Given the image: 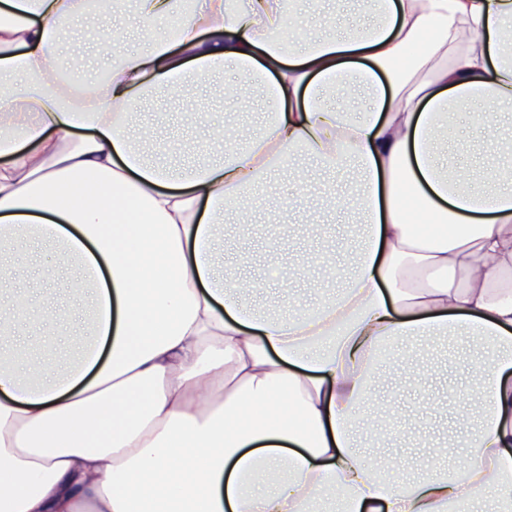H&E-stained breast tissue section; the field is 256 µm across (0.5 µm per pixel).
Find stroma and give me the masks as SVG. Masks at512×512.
Here are the masks:
<instances>
[{"mask_svg": "<svg viewBox=\"0 0 512 512\" xmlns=\"http://www.w3.org/2000/svg\"><path fill=\"white\" fill-rule=\"evenodd\" d=\"M362 17L358 0H299L294 32L299 36L307 35L310 26L320 22L342 34ZM220 84L225 88L224 94H216L210 88L198 92L205 108L204 124L200 127L186 122L179 113L178 103L167 95L157 93L147 100L135 120L154 130L148 146L152 158L172 157L185 165L196 163L203 155L215 160L220 156V146L208 142L205 125H222L230 121L252 128L258 125V112L235 110L234 102L228 96L229 91L240 88L242 79L239 74L233 69H225ZM482 109V104H472L453 121L448 143L462 145L458 165L464 170L492 158L500 163L512 158L505 152L489 154L483 129L475 119ZM298 162L312 173L309 192L318 199L316 221H308L298 210L285 209L271 216L251 215L248 227L231 224L224 230L226 248L220 258V272L228 277L250 276L261 286L260 291L243 295L242 301L248 306L265 304L264 291L268 288L275 289L286 303L305 305L315 301L323 285L322 271L311 268L305 278L288 285L279 279L280 265L302 261L332 246L336 249L337 264L348 267L351 248L362 233L355 214L336 211L324 202V195L335 184L333 176L307 157H299ZM52 260L51 253L34 242L23 253L9 259L7 266L16 287L27 289L35 299L70 312L71 321L65 330L52 327L47 330V340L53 351L64 360L83 327L88 300L71 290L77 275L72 267L60 268L58 277L51 282L41 277V269ZM429 351L434 366L428 379L419 380L414 374L398 372L388 366L381 371L365 411L384 434L397 435L398 441L391 448H365L367 457L376 459L385 455L409 463L421 455L419 442L427 437L434 444H447L448 462L455 463L464 458L466 432L454 421L458 409L457 393L470 382L478 351L459 338L433 344Z\"/></svg>", "mask_w": 512, "mask_h": 512, "instance_id": "1", "label": "stroma"}]
</instances>
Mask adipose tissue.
<instances>
[{
    "instance_id": "obj_1",
    "label": "adipose tissue",
    "mask_w": 512,
    "mask_h": 512,
    "mask_svg": "<svg viewBox=\"0 0 512 512\" xmlns=\"http://www.w3.org/2000/svg\"><path fill=\"white\" fill-rule=\"evenodd\" d=\"M363 2L346 34L300 40L291 0H135L145 49L115 18L86 83L57 45L87 0H0V255L39 242L91 300L69 364L0 356V512H457L512 492V164L461 170L442 137L475 102L489 140L512 116V0ZM228 67L260 88L258 127L216 163L148 158L145 97L200 121L187 85ZM299 153L358 173L334 205L365 230L341 287L283 315L244 306L255 282L218 259L224 224L284 207L258 188ZM32 317L68 321L16 292L0 336ZM437 336L485 355L462 480L361 450L383 352Z\"/></svg>"
}]
</instances>
